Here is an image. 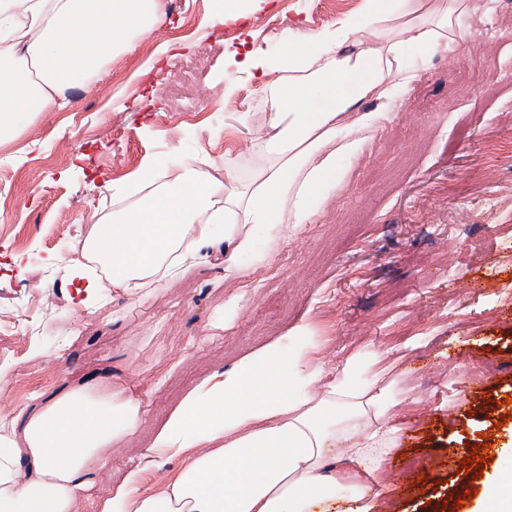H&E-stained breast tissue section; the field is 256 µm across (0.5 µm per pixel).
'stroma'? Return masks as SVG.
<instances>
[{"mask_svg":"<svg viewBox=\"0 0 512 512\" xmlns=\"http://www.w3.org/2000/svg\"><path fill=\"white\" fill-rule=\"evenodd\" d=\"M219 2L164 0L149 37L0 144V225L31 227L25 248L0 238V307L24 323L50 306L72 332L64 348L56 336L18 332L25 356L0 362V435L63 393L112 391L138 402L139 422L113 441L110 466L94 472L75 512H96L135 466L147 491L161 490L181 461L157 457L151 443L181 398L306 320L327 372L368 344L417 402L396 419L417 426L385 458L405 471L380 490L386 512H442L463 488L474 491L468 512H482L480 489L512 471V0H488L491 11L463 19L462 41L408 58L418 74L409 90L375 88L342 116L350 126L358 112L389 111L363 151L342 159L346 178L312 223L286 229L271 257H242L229 273L219 243L140 298L105 281L83 306L81 255L61 245L111 213L101 185L134 179L148 158L173 175L190 157L251 162L267 107L238 61L282 52L285 31L310 36L365 7L262 0L208 26ZM18 377L38 392L20 396ZM484 432L496 453L476 479L453 458Z\"/></svg>","mask_w":512,"mask_h":512,"instance_id":"35a3bbf8","label":"stroma"}]
</instances>
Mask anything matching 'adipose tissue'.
<instances>
[{
  "label": "adipose tissue",
  "mask_w": 512,
  "mask_h": 512,
  "mask_svg": "<svg viewBox=\"0 0 512 512\" xmlns=\"http://www.w3.org/2000/svg\"><path fill=\"white\" fill-rule=\"evenodd\" d=\"M162 2L0 0V141L60 110L65 89L151 34ZM471 8L472 0H445L433 12L422 0H367L362 15L340 28L286 40L278 61L247 53L243 64L253 75L280 74L261 86L270 112L249 178L229 156L220 179L196 159L175 176L148 163L132 185H106L112 213L90 229L84 259L135 297L146 281L178 276L215 236L224 238L230 269L255 251L253 228L274 239L282 225L312 223L325 192L344 179L340 159L361 153L362 131L381 121L380 113L358 112L350 128L338 118L358 111L379 84L406 89L416 79L406 54L458 42ZM346 41L353 52L338 55ZM319 348L313 327L301 323L205 379L152 443L184 465L156 493L144 491L143 469H129L98 512H380L375 486L398 443L395 416L413 403L369 346L330 380L317 363ZM138 421L135 402L93 389L50 400L5 440L0 512H74L92 470L109 466L113 440ZM343 460L354 470L339 469ZM26 461L36 478L24 474Z\"/></svg>",
  "instance_id": "1"
}]
</instances>
